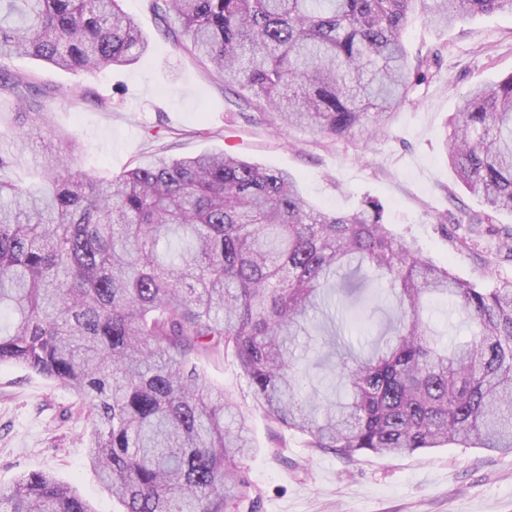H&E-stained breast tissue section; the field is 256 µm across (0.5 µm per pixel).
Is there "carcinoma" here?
<instances>
[{
    "mask_svg": "<svg viewBox=\"0 0 512 512\" xmlns=\"http://www.w3.org/2000/svg\"><path fill=\"white\" fill-rule=\"evenodd\" d=\"M417 0H148L175 47L248 104L323 138L375 139L428 79L436 56L401 40ZM512 14V0H433L429 21ZM149 41L120 0H0V60L26 55L73 72L137 62ZM30 127L47 104L24 76L0 72ZM444 150L489 213L470 238L512 214V74L460 99ZM72 138L43 183L7 178L0 152V365L21 364L86 408L90 466L124 512H240L252 500L246 416L206 385L192 356L232 353L256 406L350 457L455 444L512 452V279L492 288L454 275L397 238L383 205L350 213L307 203L296 178L227 153L140 162L111 180L71 166ZM375 273L397 312L332 379L300 378L341 326L336 307ZM448 303L474 327L448 350L423 319ZM0 512H95L35 472L0 487Z\"/></svg>",
    "mask_w": 512,
    "mask_h": 512,
    "instance_id": "carcinoma-1",
    "label": "carcinoma"
}]
</instances>
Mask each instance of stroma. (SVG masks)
Returning <instances> with one entry per match:
<instances>
[{
  "instance_id": "35a3bbf8",
  "label": "stroma",
  "mask_w": 512,
  "mask_h": 512,
  "mask_svg": "<svg viewBox=\"0 0 512 512\" xmlns=\"http://www.w3.org/2000/svg\"><path fill=\"white\" fill-rule=\"evenodd\" d=\"M432 5L417 0L403 42L414 55L440 52V64L369 141L358 134L327 139L242 110L247 89L224 87L175 48L158 31L146 0H122L150 42L136 64L76 74L25 56L5 61L9 73L28 76L50 112L11 177L37 183L41 155L55 152L59 137L69 133L77 136V165L95 177L120 175L153 157L222 151L288 171L305 200L327 211L349 212L364 199H379L397 237L462 279L480 285L511 279L512 259L499 252L497 238L474 241L468 250L455 247L482 205L458 182L443 143L461 96L512 73V15L467 17L438 29L426 20ZM77 85L85 96L68 97L67 89ZM194 361L204 381L231 393L249 416L255 452L244 472L256 491L253 512H512V453L452 444L402 456L342 458L308 447L304 436L257 410L232 355L201 354ZM87 429L68 390L25 366H0V486L49 473L76 488L94 512H121L88 464Z\"/></svg>"
}]
</instances>
